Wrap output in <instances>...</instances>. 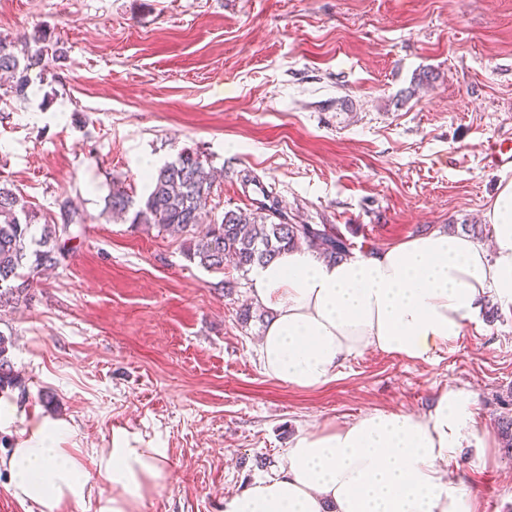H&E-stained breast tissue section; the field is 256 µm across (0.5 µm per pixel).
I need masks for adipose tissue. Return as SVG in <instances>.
Masks as SVG:
<instances>
[{"label": "adipose tissue", "instance_id": "1", "mask_svg": "<svg viewBox=\"0 0 512 512\" xmlns=\"http://www.w3.org/2000/svg\"><path fill=\"white\" fill-rule=\"evenodd\" d=\"M486 218L487 247L464 232L433 230L373 256L324 261L289 249L255 266L252 295L269 312L256 348L264 374L316 389L369 350L429 363L486 297L512 303V181L500 186ZM473 405L470 392L451 388L423 419L377 409L302 433L276 474L225 500L224 512H475L474 492L446 469L471 434ZM61 429L33 424L0 459L12 496L39 512L84 503L96 475L112 487L96 512H134L170 477L158 449L138 447L124 433L113 434L111 448L86 469L51 445Z\"/></svg>", "mask_w": 512, "mask_h": 512}]
</instances>
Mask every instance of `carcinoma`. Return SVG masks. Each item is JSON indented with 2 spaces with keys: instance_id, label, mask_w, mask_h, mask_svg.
<instances>
[{
  "instance_id": "cac0c4a2",
  "label": "carcinoma",
  "mask_w": 512,
  "mask_h": 512,
  "mask_svg": "<svg viewBox=\"0 0 512 512\" xmlns=\"http://www.w3.org/2000/svg\"><path fill=\"white\" fill-rule=\"evenodd\" d=\"M59 58L58 41L46 30L30 40L0 38V72L8 79L7 84L0 85V97L25 98L31 74L44 71L49 61ZM146 178L149 192L138 202L128 188L112 184L103 214L189 238L186 258L205 269L222 270L228 259L245 273L302 244L330 260L349 253L348 244L334 226L290 224L278 210L264 205L249 214L227 210L220 219L207 218L213 182L205 175L201 154L189 148L180 150ZM61 215L62 224L46 222L40 234H35L38 213L17 187L0 182L1 307L15 308L27 301L35 274L59 264L57 241L73 223L64 205ZM11 348L12 338L0 332V390L19 384L9 355Z\"/></svg>"
}]
</instances>
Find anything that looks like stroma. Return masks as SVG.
<instances>
[{"label": "stroma", "instance_id": "obj_1", "mask_svg": "<svg viewBox=\"0 0 512 512\" xmlns=\"http://www.w3.org/2000/svg\"><path fill=\"white\" fill-rule=\"evenodd\" d=\"M47 28L65 59L26 98L0 101V179L47 218L78 210L60 263L0 312L20 386L0 391V457L36 421L90 460L116 432L165 454L171 475L140 512H224L273 476L294 436L380 408L426 415L472 392L473 429L448 468L477 512H512V305L488 299L420 366L371 351L300 389L266 376L268 312L249 274L189 262L184 239L106 220L113 181L184 148L222 170L209 206L279 208L331 224L369 255L434 230L476 227L512 175V0H0V37ZM268 192L259 197L257 185ZM509 151H512V147L505 146L503 142L492 141L488 143L486 159L487 164L494 168L511 169L512 168V153L507 155Z\"/></svg>", "mask_w": 512, "mask_h": 512}]
</instances>
